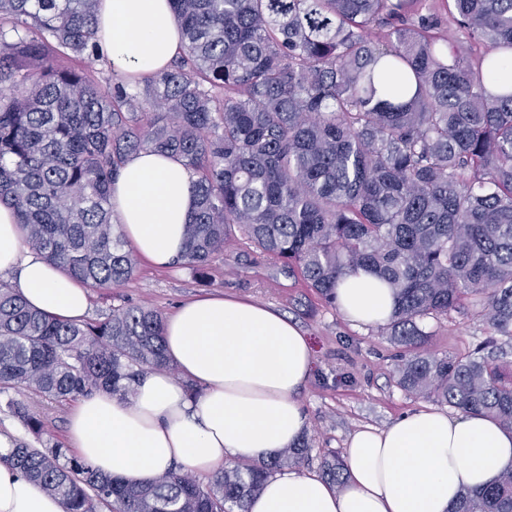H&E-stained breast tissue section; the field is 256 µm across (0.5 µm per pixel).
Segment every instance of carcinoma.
Segmentation results:
<instances>
[{
    "label": "carcinoma",
    "mask_w": 512,
    "mask_h": 512,
    "mask_svg": "<svg viewBox=\"0 0 512 512\" xmlns=\"http://www.w3.org/2000/svg\"><path fill=\"white\" fill-rule=\"evenodd\" d=\"M451 2L462 44L429 0H171L182 53L104 91L82 65L100 58L98 0H0V203L32 251L115 288L137 255L117 231L112 185L134 154L167 152L196 198L173 263L203 275L241 236L332 305L340 281L370 272L395 298L397 386L511 431L512 376L481 356L427 352L419 326L472 299L512 337V86L486 87L512 52V0ZM475 45L486 48L476 65ZM163 329L161 313L128 305L60 321L0 279V412L38 435L42 420L10 392L130 394L168 366ZM306 451L237 461L205 487L178 464L131 484L24 441L7 461L66 512H248ZM322 472L344 484L339 458ZM453 512H512V466Z\"/></svg>",
    "instance_id": "cac0c4a2"
}]
</instances>
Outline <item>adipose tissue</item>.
<instances>
[{
  "instance_id": "1",
  "label": "adipose tissue",
  "mask_w": 512,
  "mask_h": 512,
  "mask_svg": "<svg viewBox=\"0 0 512 512\" xmlns=\"http://www.w3.org/2000/svg\"><path fill=\"white\" fill-rule=\"evenodd\" d=\"M101 55L127 75L166 67L182 50L169 0H99ZM192 174L168 154L143 151L112 189L118 230L157 265L179 256L194 208ZM13 277L29 305L61 321H81L86 288L27 249L15 211L0 204V275ZM336 305L349 321L384 323L390 289L369 272L346 277ZM166 369L144 375L132 396L99 392L71 410L68 443L107 476L148 481L179 464L198 476L229 460L260 462L301 440L300 392L311 354L301 330L268 305L206 295L182 305L164 326ZM21 439L0 427V512H65L19 469L3 463ZM346 482L336 489L313 472L267 479L249 512H452L461 490L481 488L512 464V432L478 414L423 408L386 428L365 426L348 440Z\"/></svg>"
}]
</instances>
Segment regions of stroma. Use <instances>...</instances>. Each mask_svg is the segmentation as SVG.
I'll use <instances>...</instances> for the list:
<instances>
[{"label": "stroma", "mask_w": 512, "mask_h": 512, "mask_svg": "<svg viewBox=\"0 0 512 512\" xmlns=\"http://www.w3.org/2000/svg\"><path fill=\"white\" fill-rule=\"evenodd\" d=\"M246 249L244 239L232 240L203 275L187 266L157 267L139 260L124 285L90 289L87 317L101 320L129 304L166 317L195 297L216 293L248 298L288 316L305 333L312 351L310 376L300 394L308 415L306 472H320L325 457L343 456L348 438L362 426L383 428L425 407L447 411V404L409 395L395 384L400 349L382 326L345 320L303 280L284 276L265 257L246 256ZM422 328L428 334V352L466 357L479 351L512 373V338L494 334L479 305L465 302L460 309L426 319ZM17 398L44 423L40 435L26 431L23 439L37 448L66 447L69 403H49L25 391Z\"/></svg>", "instance_id": "stroma-1"}]
</instances>
